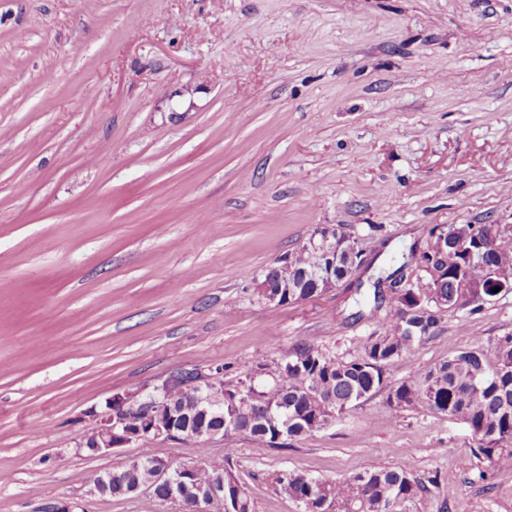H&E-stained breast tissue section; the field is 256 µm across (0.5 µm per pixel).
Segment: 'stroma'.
<instances>
[{"instance_id": "stroma-1", "label": "stroma", "mask_w": 512, "mask_h": 512, "mask_svg": "<svg viewBox=\"0 0 512 512\" xmlns=\"http://www.w3.org/2000/svg\"><path fill=\"white\" fill-rule=\"evenodd\" d=\"M438 224L512 225V0H0V512H175L91 495L139 449H82L89 410L301 341L355 356L376 280H417L404 256ZM325 225L372 267L267 302L264 271ZM509 333L512 293L446 315L387 379ZM207 446L255 512H302L277 471L388 467L424 512H512V467L382 392L285 448Z\"/></svg>"}]
</instances>
